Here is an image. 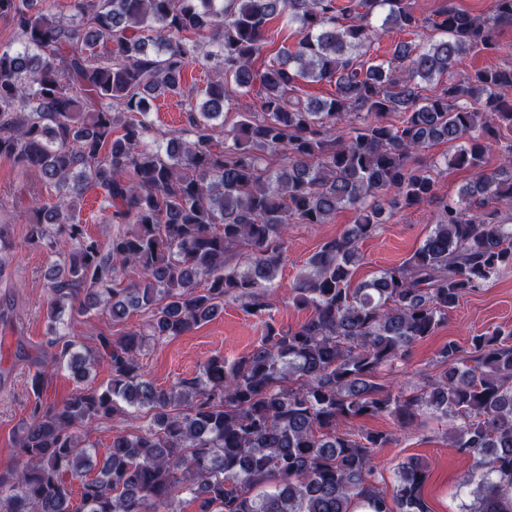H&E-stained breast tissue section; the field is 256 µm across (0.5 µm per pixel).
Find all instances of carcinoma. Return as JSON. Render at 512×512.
<instances>
[{"mask_svg":"<svg viewBox=\"0 0 512 512\" xmlns=\"http://www.w3.org/2000/svg\"><path fill=\"white\" fill-rule=\"evenodd\" d=\"M279 17L299 38L258 74L252 63ZM0 19L17 40L0 48V160L53 190L27 243L47 255L54 349L31 377L15 462L0 470V512H177L184 492L199 512H356L363 502L430 512L425 462L401 463L389 498L373 456L392 435L342 430L375 415L443 422L473 459L467 484L479 496L464 512H512V329L472 337L467 356L444 345L422 386L382 382L464 296L512 268V143L496 167L486 162L491 141L512 133V65L453 72L464 55L502 49L512 0L486 16L448 0L425 20L440 39L401 41L378 63L365 47L418 28L412 0H0ZM193 65L214 72L203 90L183 84ZM416 77L446 84L422 97ZM302 80L333 82L335 94L306 103ZM256 83L258 114L225 128L226 99ZM161 96L185 112L164 147L149 139ZM441 141L469 183L411 257L353 284L359 243L395 210L436 196L420 154ZM89 189L104 222L126 225L103 241L80 219ZM345 209L355 223L292 288L311 310L302 325H270L246 355H214L192 379L152 382L139 360L149 342L190 332L230 299L264 315L288 225ZM129 270L138 279L117 287ZM131 309L147 315L145 328L101 332L95 348L79 351L60 331L94 310L119 322ZM100 357L110 379L87 386ZM52 370L78 385L59 404L42 398ZM142 409L146 426L101 451L77 434Z\"/></svg>","mask_w":512,"mask_h":512,"instance_id":"obj_1","label":"carcinoma"}]
</instances>
